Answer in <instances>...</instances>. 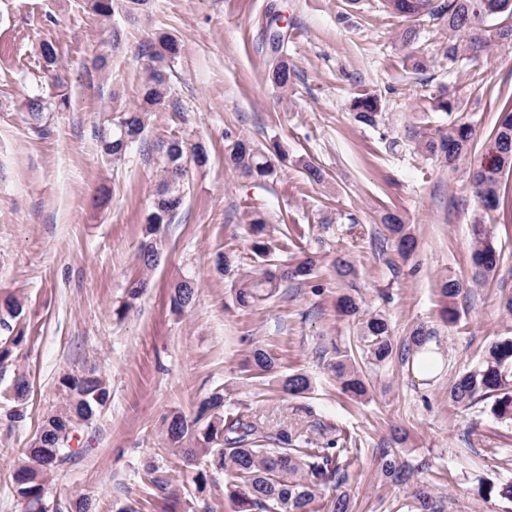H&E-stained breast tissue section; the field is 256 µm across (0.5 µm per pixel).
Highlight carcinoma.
<instances>
[{
  "label": "carcinoma",
  "instance_id": "carcinoma-1",
  "mask_svg": "<svg viewBox=\"0 0 512 512\" xmlns=\"http://www.w3.org/2000/svg\"><path fill=\"white\" fill-rule=\"evenodd\" d=\"M414 0H382L383 7L406 19H414ZM482 0H430L428 16L448 15V30L454 37L448 40L445 56L448 67L463 61L475 62L499 44L512 43V0H488L498 7L497 15L488 19L477 13ZM147 0H89V8L100 16L130 14L145 5ZM279 34L272 35L273 51L268 79L281 93L288 94L293 84V73L286 55L279 52ZM141 55L148 58V76L141 90L140 101L135 107L113 110L112 122L100 133L102 149L116 159L124 157L135 147L146 143L145 132L148 116L166 106L171 97L170 72L181 55V43L173 35L162 33L147 45ZM435 109L449 116L448 122L434 129L418 133L417 146L422 154L437 159L448 166L456 164L470 150L472 129L466 123L452 118L458 101L444 95L435 98ZM65 107L67 101L52 103L41 96L30 98L27 112L35 124H40L43 114L54 106ZM351 109L355 120L374 127L380 118V103L374 95L353 99ZM160 184L145 219L143 240L137 257L140 277L132 280L128 300L121 307L127 310L139 298L147 284L144 275L152 270L163 249L160 236L163 225L171 223L183 203V180L189 161L199 166L208 161L204 143L186 146L185 142L171 138L161 142ZM488 151L497 153L487 163L473 172L474 193L485 211L496 212L503 198V178L512 172V106L500 113L491 136ZM224 162L243 177L266 179L277 173L270 154L254 143L225 134ZM248 228L252 237L251 249L262 260L271 253L267 218L258 212L248 214ZM388 237L397 243L400 256L411 254L416 245L407 232L400 215L388 211L382 217ZM471 259L475 275L485 277L494 272L499 262V252L491 231L485 224L471 225ZM315 259H282L270 263L262 272L247 275L235 281L234 299L238 306L250 308L272 298L283 286L311 278ZM443 306L440 316L446 323L457 320L452 304L462 291L454 279L439 284ZM194 282L177 283L171 295V305L182 310L194 299ZM23 307L13 301L0 312V368L8 365L14 349L25 340L19 325ZM363 353L374 366H382L401 356L402 362L419 359V366L429 367L432 359L422 354V347L430 337L437 335L433 329L419 325L411 332L407 343L399 349L390 336L388 320L381 313H372L360 322ZM327 366L334 372L341 393L357 401L368 392L365 376L357 367L347 348L334 344ZM252 370L264 376L276 374L273 359L261 348L254 350ZM282 391L296 398H303L310 390V378L300 372L276 374ZM65 389L66 401L55 412L44 418L30 446L23 452L15 472L18 495L26 502L28 512H89V503L82 498L56 503L48 510L45 502L46 477L60 465L74 460L67 451L69 442L80 431V425L91 420L109 399L106 380L94 375L76 377L66 374L60 378ZM26 378H14L10 407L6 418L12 424L27 418ZM449 400L455 405L471 407L481 400L493 399L492 410L497 419L512 421V337L494 342L482 364L474 371L460 375L450 387ZM320 432L316 440L309 429ZM167 440L172 452L184 458L204 459L226 476L224 496L230 512H351L349 497L339 487L349 477L344 463L359 452L356 440L343 431L312 419L307 426L270 427L239 407L226 405L221 393L202 400L195 416L188 419L174 415L167 420ZM381 476L392 483L409 484L411 492L402 507L406 512H446V497L424 474L429 463L422 459L416 464H404L382 443L377 448Z\"/></svg>",
  "mask_w": 512,
  "mask_h": 512
}]
</instances>
